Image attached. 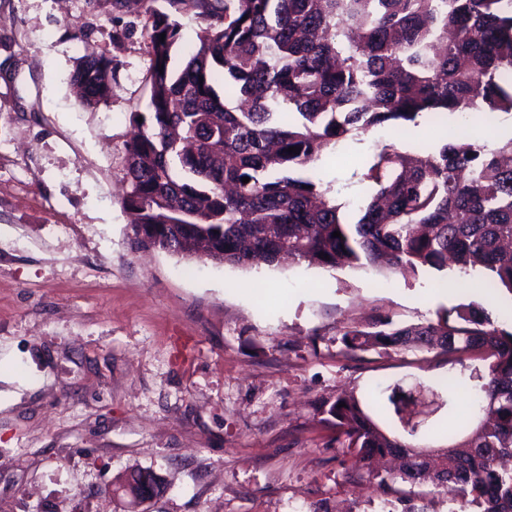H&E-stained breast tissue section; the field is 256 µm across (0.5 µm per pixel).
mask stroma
Wrapping results in <instances>:
<instances>
[{
	"label": "stroma",
	"instance_id": "1",
	"mask_svg": "<svg viewBox=\"0 0 512 512\" xmlns=\"http://www.w3.org/2000/svg\"><path fill=\"white\" fill-rule=\"evenodd\" d=\"M150 7L169 4L0 0V512H122L104 488L134 467L168 487L144 512H380L382 491L346 479L315 405L437 384L448 358L353 355L343 328L472 301L500 321L512 296L452 273L242 270L134 248L123 173L146 112ZM91 52L114 81L86 109L70 78ZM456 126H379L312 172L354 213L377 145L434 151Z\"/></svg>",
	"mask_w": 512,
	"mask_h": 512
}]
</instances>
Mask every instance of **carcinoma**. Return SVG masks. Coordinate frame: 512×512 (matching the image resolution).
Instances as JSON below:
<instances>
[{
    "label": "carcinoma",
    "mask_w": 512,
    "mask_h": 512,
    "mask_svg": "<svg viewBox=\"0 0 512 512\" xmlns=\"http://www.w3.org/2000/svg\"><path fill=\"white\" fill-rule=\"evenodd\" d=\"M168 3L197 9L206 25L177 66L181 26L149 10L147 115L135 123L124 173L137 247L245 270L285 257L383 276L453 265L462 280L488 272L484 287L512 295V138L479 143L460 133L422 156L376 146L362 173L374 193L356 218L307 174L378 126L399 133L424 115H512V0ZM72 78L84 107L112 96L104 56H83ZM342 343L354 354L439 349L460 366L441 406L453 408L459 388L472 402L469 422L448 431L428 463L412 443L422 430L411 425L417 403L403 385L379 389L382 405L353 393L319 401L337 455L362 463L350 478L386 495L397 482L427 485L451 496L456 512H512V469L500 466L512 458V330L470 303L434 321L385 315L346 326ZM376 405L409 439L374 417ZM411 501L386 498L382 512H416Z\"/></svg>",
    "instance_id": "carcinoma-1"
}]
</instances>
